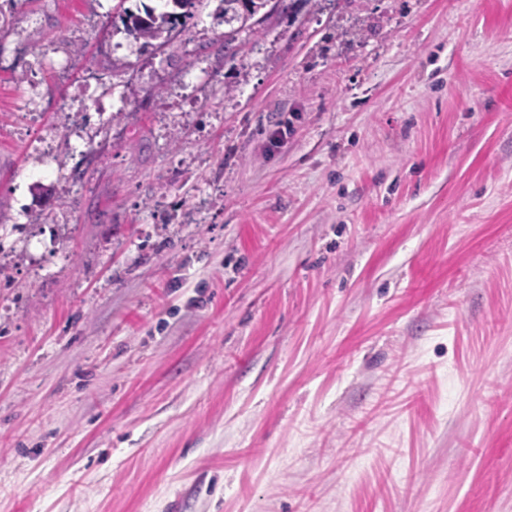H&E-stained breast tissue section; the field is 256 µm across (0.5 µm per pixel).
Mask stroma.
Segmentation results:
<instances>
[{
    "instance_id": "35a3bbf8",
    "label": "stroma",
    "mask_w": 512,
    "mask_h": 512,
    "mask_svg": "<svg viewBox=\"0 0 512 512\" xmlns=\"http://www.w3.org/2000/svg\"><path fill=\"white\" fill-rule=\"evenodd\" d=\"M156 4L0 0V512H512V0ZM172 2L179 9H186L178 15L170 11L156 13V9H146L144 15L141 13H126L124 19L125 31L136 41H141L144 46H164L176 28V22L189 15L188 8L195 7L196 3L202 0H163ZM224 5V23H239L237 29L224 32V42L229 44L234 39V34L246 27H251L255 22V16L268 6L272 0H219Z\"/></svg>"
}]
</instances>
